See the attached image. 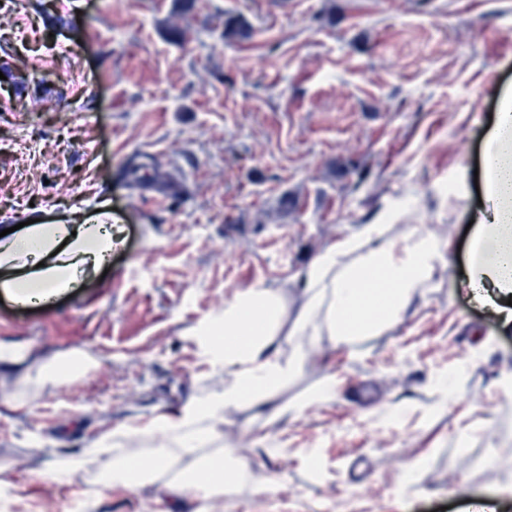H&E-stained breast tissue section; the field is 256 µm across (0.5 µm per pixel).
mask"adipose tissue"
Masks as SVG:
<instances>
[{"instance_id":"obj_1","label":"adipose tissue","mask_w":512,"mask_h":512,"mask_svg":"<svg viewBox=\"0 0 512 512\" xmlns=\"http://www.w3.org/2000/svg\"><path fill=\"white\" fill-rule=\"evenodd\" d=\"M484 204L474 213V231L464 287L473 299L491 308L503 325L512 324V89L500 97L496 122L482 157ZM116 245L108 224L82 220L81 224H30L0 237V269L9 279L0 286L12 290L19 302H40L70 288L87 261H104ZM444 246L418 227L402 238L386 233L382 224H370L320 251L303 269L299 309L289 312L282 290L253 287L235 294L222 310L199 321L190 330L197 353L210 367L223 369V390L183 404L178 410L155 416L144 426H119L101 433L94 451L112 457V483L135 488L151 481L155 472L177 468L182 472L172 492L191 498L221 501L233 488L226 480L227 464L249 470L245 458L231 459L220 452L202 459V448L224 436L226 409L248 403L265 424L280 422L289 410H301L330 392L334 380L309 395L305 403H281L278 394L302 368L303 354L282 356V341L331 340L350 343L394 320L409 305L416 288L444 263ZM90 355L73 352L49 360L32 357L21 348L0 342V370L15 378L12 397L23 404L28 392L58 380L64 365L82 374ZM138 440L142 457L153 468L130 476L122 450Z\"/></svg>"}]
</instances>
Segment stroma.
<instances>
[{"instance_id": "obj_1", "label": "stroma", "mask_w": 512, "mask_h": 512, "mask_svg": "<svg viewBox=\"0 0 512 512\" xmlns=\"http://www.w3.org/2000/svg\"><path fill=\"white\" fill-rule=\"evenodd\" d=\"M508 87L512 0H0V227L104 213L119 238L55 301L0 302L1 342L97 361L21 408L0 378V512H203L168 494L174 470L133 490L105 487V458L48 473L223 389L185 331L258 285L298 309L311 258L383 223L450 263L390 326L309 350L281 400L334 378L322 401L273 426L225 412L256 475L223 512H512V326L461 285Z\"/></svg>"}]
</instances>
